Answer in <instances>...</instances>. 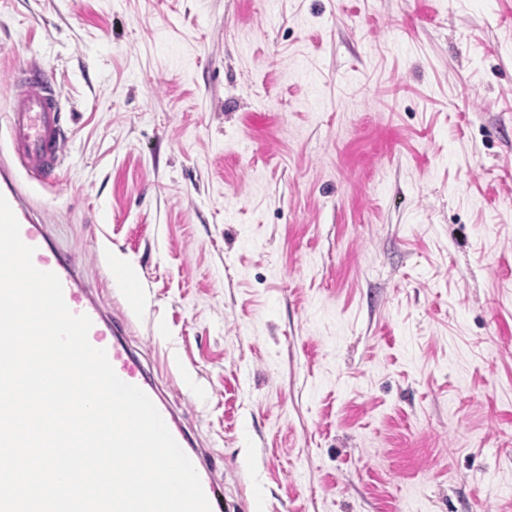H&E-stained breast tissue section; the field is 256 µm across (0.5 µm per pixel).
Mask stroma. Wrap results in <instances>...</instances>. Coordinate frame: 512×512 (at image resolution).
Returning <instances> with one entry per match:
<instances>
[{
    "label": "stroma",
    "mask_w": 512,
    "mask_h": 512,
    "mask_svg": "<svg viewBox=\"0 0 512 512\" xmlns=\"http://www.w3.org/2000/svg\"><path fill=\"white\" fill-rule=\"evenodd\" d=\"M26 61L225 512H512V0H0Z\"/></svg>",
    "instance_id": "35a3bbf8"
}]
</instances>
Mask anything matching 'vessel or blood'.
Returning <instances> with one entry per match:
<instances>
[{"mask_svg": "<svg viewBox=\"0 0 512 512\" xmlns=\"http://www.w3.org/2000/svg\"><path fill=\"white\" fill-rule=\"evenodd\" d=\"M7 114L5 129L0 132V195L6 198L19 222L22 241L34 249L35 267L54 272L62 283L69 309L90 317V343L106 351L121 380L139 387L152 400L173 438L193 463L212 512H224V496L210 453L197 448L166 400L156 376L126 343L121 325L105 301L84 287L76 262L53 244L44 212L23 188L26 177L46 186L55 185L61 177L68 133L54 75L34 62L15 66Z\"/></svg>", "mask_w": 512, "mask_h": 512, "instance_id": "obj_1", "label": "vessel or blood"}]
</instances>
